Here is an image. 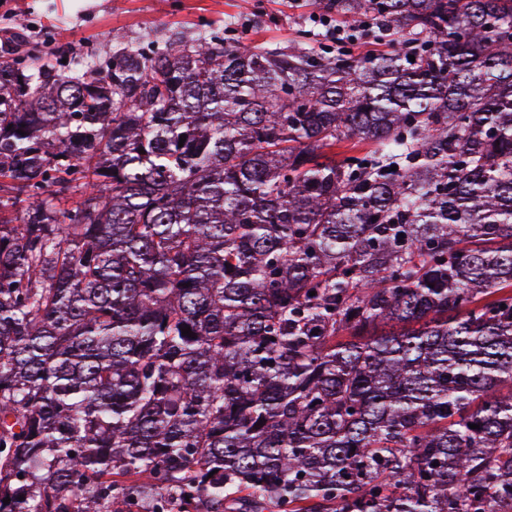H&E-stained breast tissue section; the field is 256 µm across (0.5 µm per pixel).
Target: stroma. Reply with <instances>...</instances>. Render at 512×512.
Wrapping results in <instances>:
<instances>
[{
    "mask_svg": "<svg viewBox=\"0 0 512 512\" xmlns=\"http://www.w3.org/2000/svg\"><path fill=\"white\" fill-rule=\"evenodd\" d=\"M307 0H0V55L34 51L79 54L111 51L113 31L147 46L162 29L220 35L250 42L290 43L298 28L312 29L313 47L329 45Z\"/></svg>",
    "mask_w": 512,
    "mask_h": 512,
    "instance_id": "1",
    "label": "stroma"
}]
</instances>
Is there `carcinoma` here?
<instances>
[{
	"label": "carcinoma",
	"instance_id": "carcinoma-1",
	"mask_svg": "<svg viewBox=\"0 0 512 512\" xmlns=\"http://www.w3.org/2000/svg\"><path fill=\"white\" fill-rule=\"evenodd\" d=\"M312 4L0 55V512L512 502V0Z\"/></svg>",
	"mask_w": 512,
	"mask_h": 512
}]
</instances>
